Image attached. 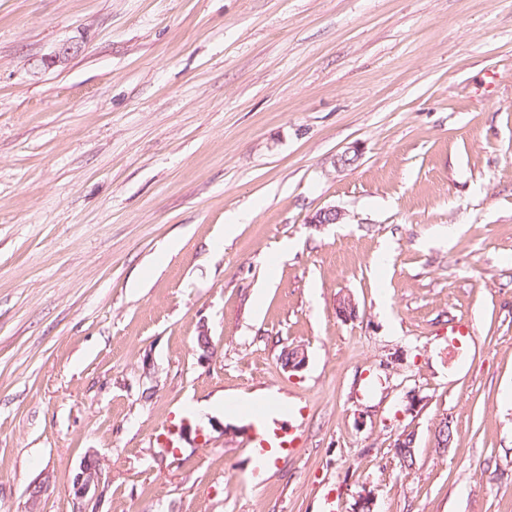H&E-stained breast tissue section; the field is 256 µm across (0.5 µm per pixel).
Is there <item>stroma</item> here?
I'll return each instance as SVG.
<instances>
[{
	"instance_id": "1",
	"label": "stroma",
	"mask_w": 512,
	"mask_h": 512,
	"mask_svg": "<svg viewBox=\"0 0 512 512\" xmlns=\"http://www.w3.org/2000/svg\"><path fill=\"white\" fill-rule=\"evenodd\" d=\"M90 449L99 512H512V0H0V512Z\"/></svg>"
}]
</instances>
